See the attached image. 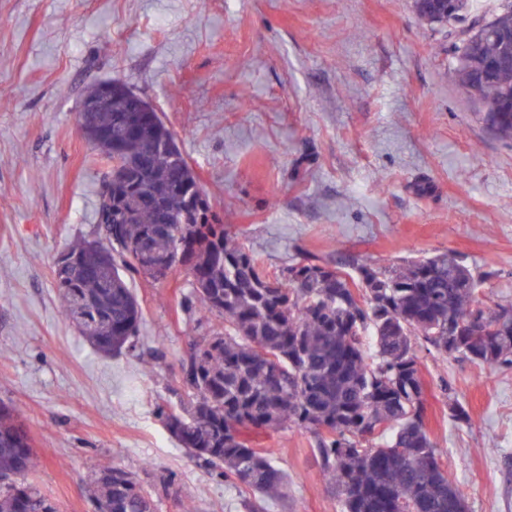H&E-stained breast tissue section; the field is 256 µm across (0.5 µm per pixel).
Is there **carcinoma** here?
<instances>
[{
    "label": "carcinoma",
    "mask_w": 512,
    "mask_h": 512,
    "mask_svg": "<svg viewBox=\"0 0 512 512\" xmlns=\"http://www.w3.org/2000/svg\"><path fill=\"white\" fill-rule=\"evenodd\" d=\"M512 43L471 36L457 48L454 77L483 117L512 109V67L480 74ZM90 138L105 166L118 168L96 205L104 266L80 239L55 264L62 317L102 357L136 349L141 311L127 275L164 281L183 267V304L209 324L182 362V409H160L169 434L190 457L231 484L288 498V474L250 429L309 431L321 476L341 512H458L462 487L441 466L427 434L417 351L432 348L477 365L512 369V314L487 308L494 331L471 343L460 322L483 304L482 278L447 251L383 267L357 255L351 272L305 259L269 276L250 246L224 231L194 168L157 112H133L117 78ZM38 466L19 411L0 404V512H59L27 477ZM95 512H157L139 475L90 466Z\"/></svg>",
    "instance_id": "cac0c4a2"
}]
</instances>
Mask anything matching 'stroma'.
Listing matches in <instances>:
<instances>
[{
    "label": "stroma",
    "mask_w": 512,
    "mask_h": 512,
    "mask_svg": "<svg viewBox=\"0 0 512 512\" xmlns=\"http://www.w3.org/2000/svg\"><path fill=\"white\" fill-rule=\"evenodd\" d=\"M500 0L429 24L413 0H0V401L21 409L35 482L93 512L88 463L140 474L158 512H252L170 436L195 323L186 271L130 285L138 351L104 358L62 318L53 268L95 238L103 169L76 127L118 78L174 133L225 229L267 270L358 252L380 266L450 250L512 306V143L458 86L456 48ZM425 425L469 512H512V369L419 350ZM459 400L469 422L453 421ZM291 482L265 512H340L314 438L248 432Z\"/></svg>",
    "instance_id": "1"
}]
</instances>
